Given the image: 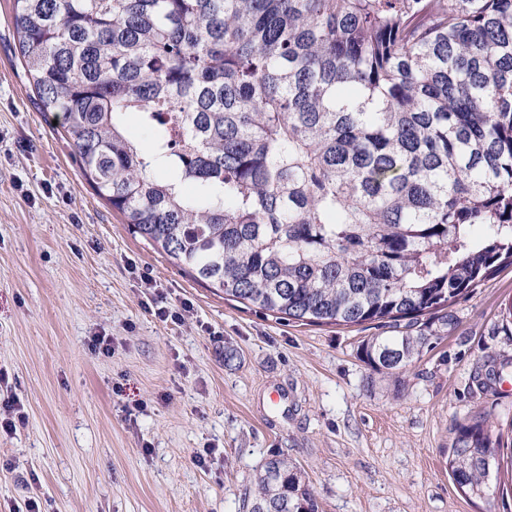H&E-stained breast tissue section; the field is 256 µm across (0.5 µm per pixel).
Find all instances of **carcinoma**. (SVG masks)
I'll return each mask as SVG.
<instances>
[{"instance_id": "obj_1", "label": "carcinoma", "mask_w": 512, "mask_h": 512, "mask_svg": "<svg viewBox=\"0 0 512 512\" xmlns=\"http://www.w3.org/2000/svg\"><path fill=\"white\" fill-rule=\"evenodd\" d=\"M13 25L87 183L227 300L386 325L360 356L398 376L512 266V0H13ZM501 448L455 428L464 494ZM255 504L318 509L281 455Z\"/></svg>"}]
</instances>
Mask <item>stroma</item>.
<instances>
[{
	"label": "stroma",
	"mask_w": 512,
	"mask_h": 512,
	"mask_svg": "<svg viewBox=\"0 0 512 512\" xmlns=\"http://www.w3.org/2000/svg\"><path fill=\"white\" fill-rule=\"evenodd\" d=\"M16 45L0 0V401L26 413L0 433V512H245L279 453L318 512H512V468L486 499L448 472L453 428L476 415L512 443V266L384 376L358 352L380 326L277 319L134 234L83 178ZM98 334L109 351H92ZM208 447L219 456L197 465Z\"/></svg>",
	"instance_id": "obj_1"
}]
</instances>
